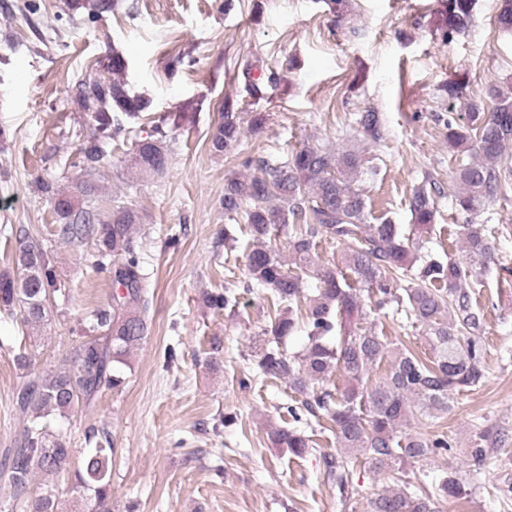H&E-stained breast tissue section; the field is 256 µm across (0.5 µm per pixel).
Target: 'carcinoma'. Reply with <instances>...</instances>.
Here are the masks:
<instances>
[{"instance_id":"1","label":"carcinoma","mask_w":512,"mask_h":512,"mask_svg":"<svg viewBox=\"0 0 512 512\" xmlns=\"http://www.w3.org/2000/svg\"><path fill=\"white\" fill-rule=\"evenodd\" d=\"M440 2L435 31L440 45L446 46L472 23L475 0ZM117 5L116 0H70L69 10L84 8L94 20ZM496 24L512 35V0H502ZM242 74L250 97L278 85L277 71L259 51L243 62ZM440 91L446 102L441 121L448 130V146L459 156L454 204L460 214L469 216L512 192V156L505 154L512 142V84L491 87L486 108L471 102L464 74L442 84ZM75 99L87 112L92 129L76 165L90 175L95 170L92 163L105 155L106 147L140 118L144 95L130 96L93 80L76 88ZM462 100L468 101V112L459 124L453 111ZM220 116L211 145L214 151L227 153L245 133L243 118L238 112ZM176 127L175 122L156 124L149 139L138 145L135 163L143 174L163 172L168 164L163 143ZM352 131L376 144L387 136L386 122L374 109L357 113L345 134ZM367 163V158L331 141L302 148L285 161L263 154L245 156L242 164L259 169L263 178L248 186L231 185L224 207L234 210L238 201H246V228L252 237L246 277L206 296L207 305L220 311L236 298L238 288L268 291L275 313L240 385L248 388L256 379H279L301 395L281 404L291 425L271 433L276 447L296 456L313 449L310 433L321 422L329 424L340 453L327 462L328 476L336 478L343 495L349 493V478L362 457L379 469L401 474L407 465L448 454L453 448L448 434L407 433L402 427L412 417L423 423L447 414L452 396L478 387L486 372L487 347L480 336L485 314L472 304L463 284L473 267L494 261L492 246L466 226L462 236L470 264L444 260L426 250V235L436 219V197L442 194L429 175L425 183L431 188L419 187L410 200V234L388 218L371 222L357 186L358 174L371 170ZM272 199L280 205L269 206ZM54 202L63 220L56 225L58 239L92 243V270L111 274L116 290L110 302L94 308L81 323L79 339L55 364L37 368L26 354L13 356L22 375L13 393L22 428L15 447L0 455V480L30 512H60L56 479L74 450L55 429L57 418L73 419L103 392L122 390L127 380L123 366L146 341L149 324L143 245L133 236L129 211L117 212L108 223L95 208L78 207L65 192L54 193ZM280 236L286 240V257L267 244ZM323 238L340 247L334 265L316 261V247ZM14 265L18 274L0 272L1 311L20 314L23 325L33 328L47 321L51 310L66 309L70 296L50 250L27 245L15 254ZM309 277L317 283L306 293ZM385 308L406 326L424 328L423 350L410 349L401 340L390 342L376 331L370 317ZM299 331L306 333L307 345L301 353H290L286 340ZM383 363L384 374L370 382L373 370ZM335 370L343 376L342 386L310 388V382H323ZM87 441L94 446L86 449L76 471L77 483L87 492L83 512H112V436L93 431ZM493 446L488 432L475 428L468 448L471 465L481 469ZM36 483L41 493L31 502L29 491ZM432 489V494L413 492L400 477L372 501L371 512H435L432 497L463 492L459 479L448 473L434 478Z\"/></svg>"}]
</instances>
